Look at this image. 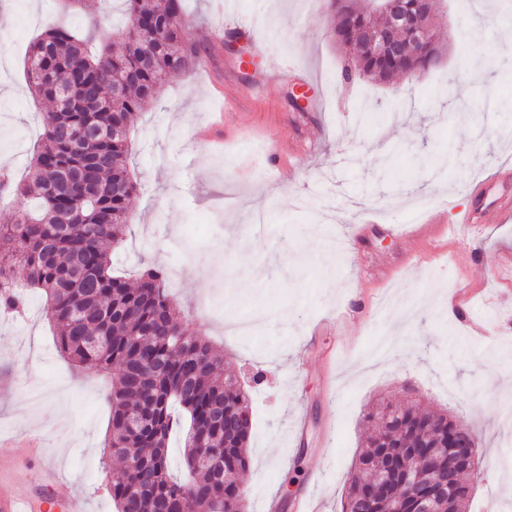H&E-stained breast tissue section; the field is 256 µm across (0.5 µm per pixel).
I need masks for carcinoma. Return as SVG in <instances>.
Masks as SVG:
<instances>
[{
  "label": "carcinoma",
  "instance_id": "carcinoma-1",
  "mask_svg": "<svg viewBox=\"0 0 512 512\" xmlns=\"http://www.w3.org/2000/svg\"><path fill=\"white\" fill-rule=\"evenodd\" d=\"M128 22L122 43L103 36L99 18L84 14L77 30L47 20L32 42L26 61L31 94L51 103L59 89L68 92L54 112L28 166L26 180L0 179V197L32 202L0 225V308L18 310L25 292L41 291L55 328L58 352L88 372L117 366L122 375L108 395L111 436L108 447L122 468L109 474L116 512H243L244 497L234 478L249 469V427L233 429L214 419L250 409V396L237 381L216 377L224 355L183 325L170 291L167 269L143 264L131 286L112 272V247L122 241L129 221L128 201L137 182L128 167V134L134 117L157 98L162 79L194 65L198 47L183 37L182 0H123ZM343 31L346 15L384 23L379 8L365 12L352 0H333ZM398 65L366 54L361 67L353 58L343 76L388 82ZM83 135L82 149L70 139ZM381 447H368L355 463L342 512L375 498L373 512H385L384 494L373 486L387 449L397 465L404 448L421 452L439 446L448 416L410 405L386 418L371 414ZM183 434L185 473L169 472V440ZM216 455L219 471L202 464ZM395 482L405 512L425 491Z\"/></svg>",
  "mask_w": 512,
  "mask_h": 512
}]
</instances>
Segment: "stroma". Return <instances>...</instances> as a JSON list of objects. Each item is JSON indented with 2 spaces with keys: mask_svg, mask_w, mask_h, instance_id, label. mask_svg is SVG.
I'll return each instance as SVG.
<instances>
[{
  "mask_svg": "<svg viewBox=\"0 0 512 512\" xmlns=\"http://www.w3.org/2000/svg\"><path fill=\"white\" fill-rule=\"evenodd\" d=\"M200 64L169 75L131 129L138 183L112 266L135 281L165 266L190 332L220 345L253 402L245 512L289 494L313 512L341 498L378 401L429 403L482 440L484 512L512 478V285L497 262L512 223L444 236L436 252L390 229L409 200L449 218L487 199L512 168V44L485 0H438L437 68L387 84L343 80L326 0H184ZM58 0H0V170L22 176L52 107L28 89L24 60ZM261 26H253L254 16ZM489 57L473 76L475 57ZM252 78L262 89L236 97ZM452 95L440 99L439 85ZM281 155L277 172L267 153ZM460 294L463 320L448 308ZM264 320L240 338L231 326ZM119 377L73 370L57 352L45 299L0 313V481L39 487L41 463L10 438H40L63 492L115 512L104 457Z\"/></svg>",
  "mask_w": 512,
  "mask_h": 512,
  "instance_id": "35a3bbf8",
  "label": "stroma"
}]
</instances>
